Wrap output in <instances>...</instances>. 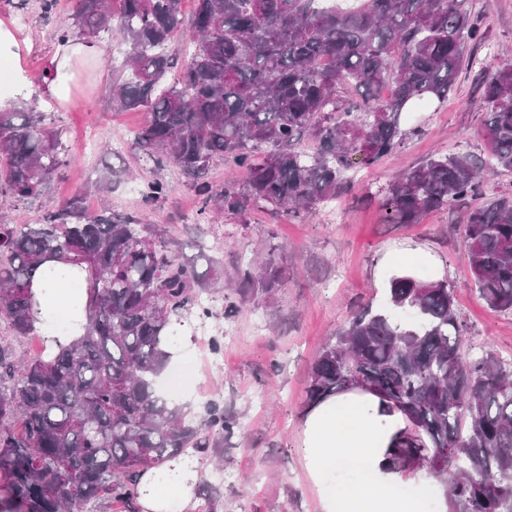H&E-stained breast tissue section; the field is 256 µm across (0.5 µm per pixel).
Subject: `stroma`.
Listing matches in <instances>:
<instances>
[{"label": "stroma", "instance_id": "stroma-1", "mask_svg": "<svg viewBox=\"0 0 512 512\" xmlns=\"http://www.w3.org/2000/svg\"><path fill=\"white\" fill-rule=\"evenodd\" d=\"M470 3L484 31L483 40L468 49L475 66L459 75L447 101L419 113L420 131L404 147L376 167L353 169L352 190L303 221L260 208L227 213L214 202L207 205L208 215H200L204 205L192 180L172 166L164 171L168 195L145 204L141 187L153 169L135 145L144 115L119 110L112 102V73L97 66L93 76L77 84L75 104L45 99L44 74L58 48L55 30L71 14L72 0H57L52 15L43 13L41 0H0V16H9L32 43L23 96L36 101L46 123L61 130L65 150L63 167L40 196L19 200L0 193V216L36 224L76 194L97 208L96 180L109 166L121 173L109 195L113 214L153 220L179 243L184 261L201 274L218 268L225 282L209 292L214 317L183 348L191 356L197 415L217 399L237 415L239 427L223 447L187 450L198 482L217 484L220 496L214 501L195 496L185 512H318L297 453L310 368L321 344L354 312L381 302L395 263L425 280H447L469 328L467 348L512 361V314L497 312L479 297L462 245L461 212L474 207V200L418 224H387L376 197L380 186L428 156L464 152L486 159L492 154L484 133L481 80L483 72L512 65V0ZM270 258L285 268L284 286L272 298L246 299L234 317H224V299L238 268L251 266L259 277ZM214 338L221 343L220 367L206 363Z\"/></svg>", "mask_w": 512, "mask_h": 512}]
</instances>
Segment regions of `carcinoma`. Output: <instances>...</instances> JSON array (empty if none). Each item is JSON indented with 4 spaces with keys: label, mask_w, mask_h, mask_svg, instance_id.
Instances as JSON below:
<instances>
[{
    "label": "carcinoma",
    "mask_w": 512,
    "mask_h": 512,
    "mask_svg": "<svg viewBox=\"0 0 512 512\" xmlns=\"http://www.w3.org/2000/svg\"><path fill=\"white\" fill-rule=\"evenodd\" d=\"M115 32L124 58L112 65V101L146 112L135 144L156 174L148 204L164 198L167 166L204 174L218 157L243 170L226 186L224 211L257 207L302 219L350 187L347 173L372 168L418 132L413 108L448 99L484 33L469 0H74L58 43ZM187 33L194 51L167 81V48ZM493 158L430 156L381 188L387 224H418L452 211L512 171V68L483 82ZM307 140L312 147L304 149ZM60 132L31 103L0 109V191L37 197L64 165ZM463 244L474 286L512 313V196L465 217ZM87 273L85 331L17 361L0 344V512H73L100 500L137 501L140 475L188 448H222L238 419L211 401L203 419L161 394L178 330L213 317L200 296L218 278L200 276L156 224L65 201L40 224L0 222V319L17 336L36 331L37 273ZM241 294L284 284L238 270ZM388 312L368 306L321 348L309 372L307 406L364 388L401 410L406 470L424 465L445 483L450 512H512V361L471 355L466 324L445 280L407 273L386 286Z\"/></svg>",
    "instance_id": "carcinoma-1"
}]
</instances>
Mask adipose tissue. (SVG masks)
Returning <instances> with one entry per match:
<instances>
[{
	"instance_id": "ef3b65f1",
	"label": "adipose tissue",
	"mask_w": 512,
	"mask_h": 512,
	"mask_svg": "<svg viewBox=\"0 0 512 512\" xmlns=\"http://www.w3.org/2000/svg\"><path fill=\"white\" fill-rule=\"evenodd\" d=\"M84 277L47 285L35 277L32 289L40 301L39 328L47 342L56 335L46 326L54 319L71 320L73 310L87 303ZM407 426L404 414L388 407L377 395L356 388L327 397L308 408L300 422L298 453L318 499L320 512H447L448 506L425 474H417L421 493L395 497L393 490L406 479L392 459L398 435ZM358 461L362 482L352 484L344 497L335 493L336 481L349 461ZM143 512H183L195 497V475L190 465H176L167 479L155 471L140 478Z\"/></svg>"
}]
</instances>
